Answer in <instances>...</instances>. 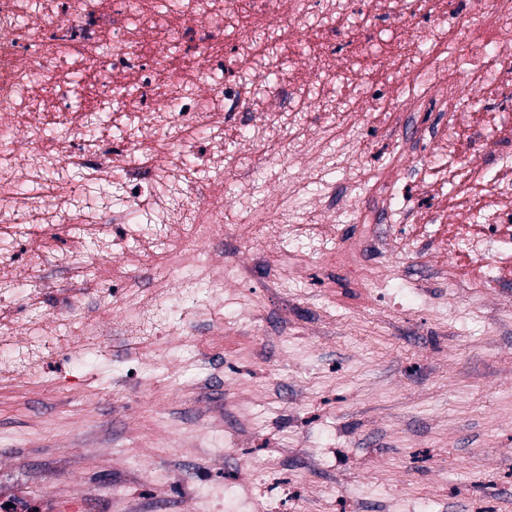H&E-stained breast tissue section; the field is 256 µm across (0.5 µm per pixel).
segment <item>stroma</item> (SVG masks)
<instances>
[{
	"label": "stroma",
	"mask_w": 512,
	"mask_h": 512,
	"mask_svg": "<svg viewBox=\"0 0 512 512\" xmlns=\"http://www.w3.org/2000/svg\"><path fill=\"white\" fill-rule=\"evenodd\" d=\"M263 246H230L246 303L179 329L193 361L112 337L100 367L57 357L0 385V465L54 512H512V287L435 278L430 252L380 258L345 290L310 266L288 325ZM224 320L237 342L209 336ZM173 472L171 484L156 477Z\"/></svg>",
	"instance_id": "obj_1"
}]
</instances>
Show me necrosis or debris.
<instances>
[{
  "label": "necrosis or debris",
  "mask_w": 512,
  "mask_h": 512,
  "mask_svg": "<svg viewBox=\"0 0 512 512\" xmlns=\"http://www.w3.org/2000/svg\"><path fill=\"white\" fill-rule=\"evenodd\" d=\"M147 0H0V301L43 308L14 276L12 246L21 234L46 240L47 227L94 229L99 249L94 281L106 309L87 325L65 313L56 328L36 323L18 331L0 317V372L37 375L48 354L64 352L96 364L109 336L158 340L171 323L156 310L221 302L220 257L211 244L224 235L214 221L224 208L240 215L233 234L285 244L304 240L309 255L332 253L350 282L362 274L361 251L437 247L464 256L485 283L512 280V122L500 101L512 91V0H175L167 16L148 13ZM435 24L414 36L417 15ZM197 50L184 64L171 54L187 30ZM350 32V60L336 62L327 45ZM430 41L435 52L423 57ZM310 45L307 67L291 57L295 42ZM277 73L269 83L268 73ZM318 96H311V85ZM80 141L77 151L45 145V128ZM124 132L121 151L112 129ZM405 130L399 162L427 147L435 164L423 189L458 190L448 221L383 222L375 203L392 202L396 180L349 183L342 194L326 180L354 171L371 137ZM258 155L287 145L306 167L285 187L240 175L237 156L224 153L239 132ZM213 145L196 150L198 142ZM230 171L231 199L216 194L204 169ZM79 171L83 190L57 174ZM112 181L127 193L114 204L87 200L88 188ZM319 191L309 194V184ZM133 228L137 243L158 259L155 290L142 295L123 271L132 251L109 236V224ZM336 224H365L358 239H339Z\"/></svg>",
  "instance_id": "necrosis-or-debris-1"
}]
</instances>
